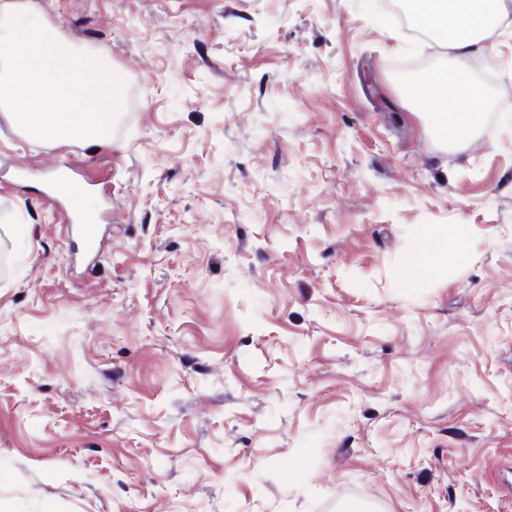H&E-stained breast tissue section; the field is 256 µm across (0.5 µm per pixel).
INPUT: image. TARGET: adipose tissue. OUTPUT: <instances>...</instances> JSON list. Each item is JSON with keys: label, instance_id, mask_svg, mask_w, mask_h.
Masks as SVG:
<instances>
[{"label": "adipose tissue", "instance_id": "obj_1", "mask_svg": "<svg viewBox=\"0 0 512 512\" xmlns=\"http://www.w3.org/2000/svg\"><path fill=\"white\" fill-rule=\"evenodd\" d=\"M501 0H414L418 21L429 30L442 34L449 47L460 56L483 53L485 44L500 34ZM427 85L451 90L458 103L451 112L434 111L430 120L439 136L448 142L469 139L477 125L472 102L481 100L484 92L465 73L446 69L429 75ZM423 243L421 263L427 274H434L448 263L465 260L466 228L456 225L454 231L426 225L420 230Z\"/></svg>", "mask_w": 512, "mask_h": 512}]
</instances>
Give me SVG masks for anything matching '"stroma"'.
<instances>
[{"label": "stroma", "instance_id": "35a3bbf8", "mask_svg": "<svg viewBox=\"0 0 512 512\" xmlns=\"http://www.w3.org/2000/svg\"><path fill=\"white\" fill-rule=\"evenodd\" d=\"M32 7L126 106L91 147L0 111V512H512V10L459 58L382 0ZM405 65L484 68L472 137ZM61 162L112 213L87 262ZM424 224L466 260L424 276Z\"/></svg>", "mask_w": 512, "mask_h": 512}]
</instances>
